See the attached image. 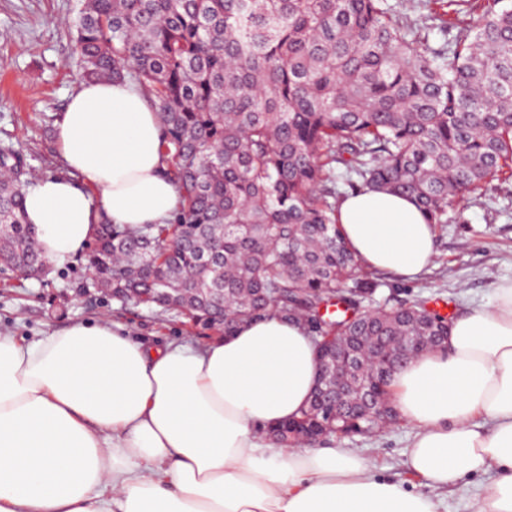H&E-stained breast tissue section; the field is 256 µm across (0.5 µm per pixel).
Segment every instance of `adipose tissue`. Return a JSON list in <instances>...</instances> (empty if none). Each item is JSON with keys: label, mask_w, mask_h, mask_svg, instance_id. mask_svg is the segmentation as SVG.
Segmentation results:
<instances>
[{"label": "adipose tissue", "mask_w": 512, "mask_h": 512, "mask_svg": "<svg viewBox=\"0 0 512 512\" xmlns=\"http://www.w3.org/2000/svg\"><path fill=\"white\" fill-rule=\"evenodd\" d=\"M160 138L129 82L71 96L56 130L70 174L25 197L48 261L77 254L101 222L171 218L179 197ZM338 221L372 269L412 278L434 257L435 228L408 197L350 195ZM317 378L314 343L277 317L203 348L152 349L107 319L29 343L0 335V512H439V499L377 477L354 450L273 447L267 427L298 415ZM392 388L416 429L408 468L435 490L494 473L475 512H512V281Z\"/></svg>", "instance_id": "adipose-tissue-1"}]
</instances>
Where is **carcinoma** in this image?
Masks as SVG:
<instances>
[{
  "instance_id": "cac0c4a2",
  "label": "carcinoma",
  "mask_w": 512,
  "mask_h": 512,
  "mask_svg": "<svg viewBox=\"0 0 512 512\" xmlns=\"http://www.w3.org/2000/svg\"><path fill=\"white\" fill-rule=\"evenodd\" d=\"M442 4L446 10L432 8ZM81 0L86 80L129 79L158 113L164 174L179 205L165 224H101L89 266L121 302L177 310L230 336L270 316L305 327L318 354L348 356L349 413L327 397L268 428L285 448L384 429L389 338L438 350L448 320L374 295L384 282L336 219L341 187L409 197L427 223L512 171V4L416 0ZM444 42L435 47L430 35ZM30 170L0 145V249L42 255L26 221Z\"/></svg>"
}]
</instances>
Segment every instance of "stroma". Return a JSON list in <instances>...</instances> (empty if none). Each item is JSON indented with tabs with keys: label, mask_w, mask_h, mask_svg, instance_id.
<instances>
[{
	"label": "stroma",
	"mask_w": 512,
	"mask_h": 512,
	"mask_svg": "<svg viewBox=\"0 0 512 512\" xmlns=\"http://www.w3.org/2000/svg\"><path fill=\"white\" fill-rule=\"evenodd\" d=\"M80 0H0V142L22 150L34 178L64 176L56 129L70 96L83 83L75 53ZM460 217L437 225L435 256L421 275L387 278L378 297L425 301L457 318L494 300L496 286L512 280V178L492 180L460 204ZM88 251L50 264L42 279L0 273V333L27 342L100 317L122 324L148 346L171 342L205 346L220 331L196 326L187 316L156 305L123 304L97 286ZM414 427L400 421L377 437L349 446L376 464L377 475L407 491L425 493L406 466ZM488 480L468 474L442 492L446 512H474Z\"/></svg>",
	"instance_id": "1"
}]
</instances>
